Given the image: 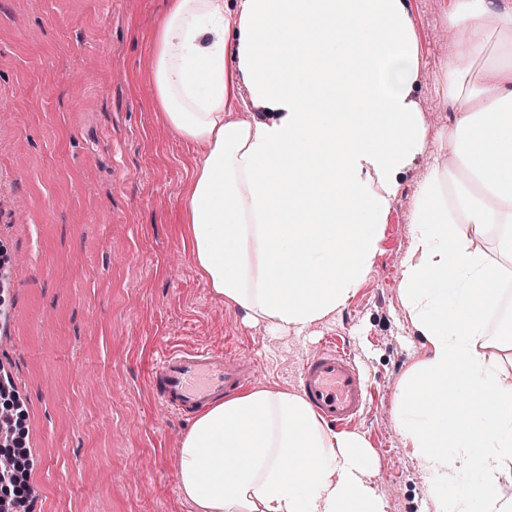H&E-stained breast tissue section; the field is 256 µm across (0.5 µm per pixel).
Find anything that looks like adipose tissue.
I'll return each mask as SVG.
<instances>
[{
  "mask_svg": "<svg viewBox=\"0 0 512 512\" xmlns=\"http://www.w3.org/2000/svg\"><path fill=\"white\" fill-rule=\"evenodd\" d=\"M443 97L430 131L407 0H170L155 31L152 94L168 127L205 145L182 207L207 288L246 318L303 332L356 293L380 251L400 179L428 140L401 266L425 348L395 415L438 512H512V0H449ZM241 108L248 121L233 119ZM365 439L327 429L305 397L253 389L193 421L178 455L195 512H386Z\"/></svg>",
  "mask_w": 512,
  "mask_h": 512,
  "instance_id": "ef3b65f1",
  "label": "adipose tissue"
}]
</instances>
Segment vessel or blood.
Segmentation results:
<instances>
[{
  "instance_id": "obj_1",
  "label": "vessel or blood",
  "mask_w": 512,
  "mask_h": 512,
  "mask_svg": "<svg viewBox=\"0 0 512 512\" xmlns=\"http://www.w3.org/2000/svg\"><path fill=\"white\" fill-rule=\"evenodd\" d=\"M151 383L165 410L195 413L242 390L248 376L231 353L180 348L160 356ZM301 389L317 416L337 427L352 425L366 403L364 377L350 356L332 343L307 360Z\"/></svg>"
}]
</instances>
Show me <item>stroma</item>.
Returning a JSON list of instances; mask_svg holds the SVG:
<instances>
[{"label": "stroma", "mask_w": 512, "mask_h": 512, "mask_svg": "<svg viewBox=\"0 0 512 512\" xmlns=\"http://www.w3.org/2000/svg\"><path fill=\"white\" fill-rule=\"evenodd\" d=\"M169 0H0V374L26 411L31 512H193L178 492L192 420L159 408L163 351H228L253 387L299 392L318 347L337 340L368 383L352 425L377 467L387 512H437L430 477L395 417V393L424 348L393 256L412 243L413 199L434 149L400 181L381 251L345 306L302 333L271 334L215 299L181 232L203 146L185 144L151 102V37ZM448 0H408L431 129L441 96Z\"/></svg>", "instance_id": "stroma-1"}]
</instances>
